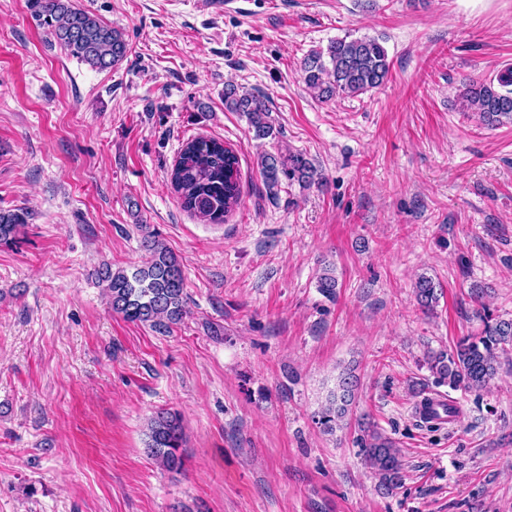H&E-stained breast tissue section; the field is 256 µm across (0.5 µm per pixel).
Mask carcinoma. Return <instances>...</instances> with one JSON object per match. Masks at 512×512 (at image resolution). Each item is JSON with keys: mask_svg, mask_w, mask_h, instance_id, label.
<instances>
[{"mask_svg": "<svg viewBox=\"0 0 512 512\" xmlns=\"http://www.w3.org/2000/svg\"><path fill=\"white\" fill-rule=\"evenodd\" d=\"M30 10L37 25L72 56L97 70L118 65L128 51L123 33L93 14L73 5V0H31ZM391 63L378 39L369 36L336 39L324 49H313L301 61L304 83L324 101L344 95H360L383 86ZM463 111L470 112L489 128L512 123V67L498 71L481 83H467L460 91ZM224 106L243 113L255 136L274 135L269 106L262 97L229 84L224 89ZM258 167L270 194H276L280 176L289 183L310 187L321 180L314 163L300 152L264 154ZM171 185L182 207L211 223H221L239 205L242 195L238 154L215 138H195L182 147L170 173ZM28 211L0 209V241L12 239L27 223ZM143 248L150 253L144 264L130 269L98 272L107 283L112 310L131 322L150 324L167 330L180 323L187 313L183 269L178 258L152 233L144 236ZM415 295L420 306L432 310L438 300L431 279L420 277ZM512 346V318L486 324L481 335L460 339L448 354L428 355L429 368L436 382L453 390L478 391L498 374L499 355ZM354 375L341 377L336 393L321 412L318 424L332 433L345 419L355 398ZM361 451L365 462L386 493L398 489L404 480L400 450L369 426L363 428ZM185 439L179 414L160 411L148 422L147 455L168 472L179 473L185 465L180 449Z\"/></svg>", "mask_w": 512, "mask_h": 512, "instance_id": "carcinoma-1", "label": "carcinoma"}]
</instances>
